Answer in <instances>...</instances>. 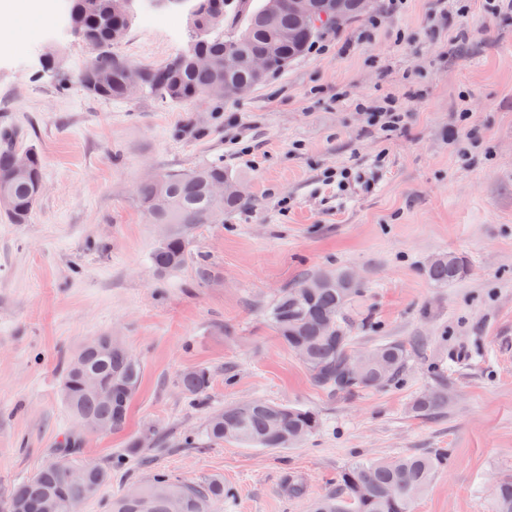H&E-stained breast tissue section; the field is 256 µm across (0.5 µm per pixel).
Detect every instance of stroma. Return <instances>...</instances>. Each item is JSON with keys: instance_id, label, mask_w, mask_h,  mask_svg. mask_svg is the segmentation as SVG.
Listing matches in <instances>:
<instances>
[{"instance_id": "1", "label": "stroma", "mask_w": 512, "mask_h": 512, "mask_svg": "<svg viewBox=\"0 0 512 512\" xmlns=\"http://www.w3.org/2000/svg\"><path fill=\"white\" fill-rule=\"evenodd\" d=\"M45 11L16 12L0 47V127L45 159L29 221L0 214V502L33 477L64 436L78 457L111 465L145 427L140 448L80 512L165 472L185 484L223 479L220 512H308L354 462L444 448L448 465L414 512H489L512 473V9L488 0H374L371 13L323 32L307 54L240 99L189 104L105 100L76 73L95 52ZM189 40L181 11L136 9L112 51L159 65ZM393 102L401 127L381 130ZM244 203L193 237L218 276L192 267L161 278L159 230L137 187L214 158ZM381 182L358 194L360 177ZM452 253L465 277L446 286L424 267ZM347 270L354 347L386 338L420 348L399 385L331 396L273 330L268 309L302 278ZM118 336L143 367L125 428L85 437L60 389L63 362L91 337ZM208 367L206 397L188 403L182 371ZM448 407L411 404L437 373ZM251 399L316 410L320 429L286 449L210 443L184 448L207 417ZM301 480L304 495L289 492Z\"/></svg>"}]
</instances>
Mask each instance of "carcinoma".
Listing matches in <instances>:
<instances>
[{
	"label": "carcinoma",
	"instance_id": "1",
	"mask_svg": "<svg viewBox=\"0 0 512 512\" xmlns=\"http://www.w3.org/2000/svg\"><path fill=\"white\" fill-rule=\"evenodd\" d=\"M213 0H201L203 10L198 28L191 30L193 49L206 54L210 64L196 67L186 52L157 66L141 67L140 95L164 103L187 104L217 83L237 84L251 80V71L242 65L224 72V49L247 60L264 53L274 62L271 72L284 70L299 58L320 35L310 31L292 13L289 0H280V9L271 21L264 16V0H235L225 19L214 20ZM119 0H70L74 8L75 35L97 50L83 66L77 82L85 93L101 99H131L127 88L130 63L111 53L110 48L124 38L132 18L118 9ZM0 191L9 202L0 210L15 223L31 216L38 197L35 184L43 181L45 161L33 146L23 149L13 143V134H0ZM24 154L28 168L20 175L18 156ZM233 182L216 158L189 171H175L145 180L138 185V197L155 224H169L172 232L151 254L157 275L163 277L192 265L198 283L215 280L217 271L207 256L193 250L192 233L201 224H218L224 211L241 206L243 197L211 195L215 182ZM465 264L454 254L432 258L424 268L426 278L445 286L463 277ZM325 279L321 288L310 290L308 282ZM359 293L348 271L318 273L284 289L268 312L277 336L295 350L306 349L303 364L314 384L332 396L364 390H382L398 384L410 352L405 342L391 339L362 355L352 354L354 337L342 312ZM97 379L112 389L105 398L88 384ZM142 378V366L112 334L104 333L83 344L62 367L61 394L68 411L80 424L99 422L116 432L126 424L129 408ZM211 372L194 367L181 372L176 386L198 401L211 384ZM448 405V388L436 384L418 395L411 410L429 416ZM321 426L317 411L261 399L224 407L211 415L203 437L210 443H237L247 448H289L312 436ZM448 463V452L439 449L420 455L352 464L336 479V490L312 502L310 512H413L415 500L428 488L436 473ZM112 467L76 460L75 443L56 449L32 478L18 483L7 496V512H78L95 499L111 481ZM134 498L123 495L112 500L110 512H202L201 502L216 505L233 496V489L213 478L186 485L158 472L135 487ZM491 512H512V477L500 479L491 491Z\"/></svg>",
	"mask_w": 512,
	"mask_h": 512
}]
</instances>
